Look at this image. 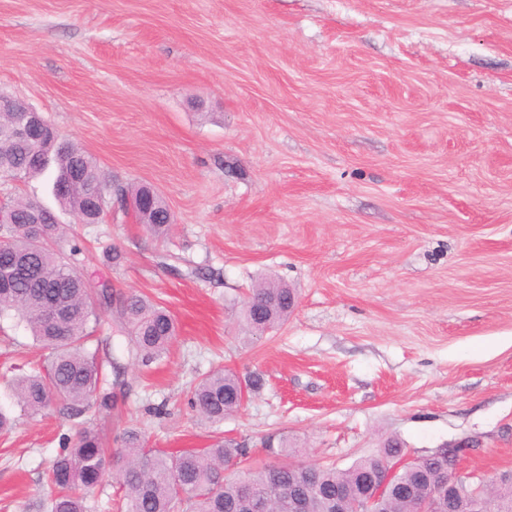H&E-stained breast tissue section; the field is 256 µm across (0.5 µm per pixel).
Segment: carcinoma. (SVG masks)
Instances as JSON below:
<instances>
[{
  "label": "carcinoma",
  "mask_w": 512,
  "mask_h": 512,
  "mask_svg": "<svg viewBox=\"0 0 512 512\" xmlns=\"http://www.w3.org/2000/svg\"><path fill=\"white\" fill-rule=\"evenodd\" d=\"M14 114L0 116V172L24 183L51 173L52 193L61 209L92 223L112 209L113 201L138 196L142 186L128 189L112 185L96 160L78 145L41 140L40 157L5 135ZM12 222L0 223V237L10 241L0 254V270L13 266L24 275L0 288V316L10 313L25 322L33 340L47 351L42 371L15 378L14 391L28 409L38 412L58 403L70 418L112 409L113 389L123 387L126 364L148 366L161 359L175 337L172 316L146 297L114 295L104 289L93 295L81 277L73 274L80 263L79 248L64 255L55 248L64 225L55 211L34 199L5 201ZM171 225L168 208L160 196L149 208L146 229L161 238ZM252 310L242 309L246 324L264 333L288 321L296 295L287 285L268 282L252 289ZM115 308L117 332L127 340L125 349L108 352L96 335L102 306ZM261 386L258 377L242 378L219 369L197 382L190 391L192 407L212 423L242 408L239 387ZM267 455L288 458L296 453L288 438L265 442ZM400 444L389 440L380 454L362 458L346 469L307 464H263L241 478L226 470L248 458L249 450L234 440H219L199 451L169 455L148 448L133 424L124 429L122 448L115 453L125 512H252L251 501L262 499L270 512H292V502L306 499L305 512H350L352 501L365 480L376 473L387 457L403 455ZM108 449L104 430L84 426L52 461L46 476L51 489L47 512H92L90 496L105 473ZM456 456L448 449L407 463L399 472L401 491L382 501L378 512H425L427 498L436 495L442 482L455 478ZM345 497L336 498V491Z\"/></svg>",
  "instance_id": "carcinoma-1"
}]
</instances>
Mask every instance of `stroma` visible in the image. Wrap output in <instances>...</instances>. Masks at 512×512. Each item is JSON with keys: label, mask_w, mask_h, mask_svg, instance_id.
I'll return each mask as SVG.
<instances>
[{"label": "stroma", "mask_w": 512, "mask_h": 512, "mask_svg": "<svg viewBox=\"0 0 512 512\" xmlns=\"http://www.w3.org/2000/svg\"><path fill=\"white\" fill-rule=\"evenodd\" d=\"M0 95L172 214L161 239L118 204L59 215L93 292L177 324L164 360L128 367L109 448L134 423L147 447L233 438L260 465L285 435L345 469L392 439L413 458L473 439L459 471L512 470V0H0ZM270 279L297 305L258 337L241 310ZM42 361L0 319V512H45L82 426L17 403ZM219 368L264 386L211 424L189 391Z\"/></svg>", "instance_id": "35a3bbf8"}]
</instances>
